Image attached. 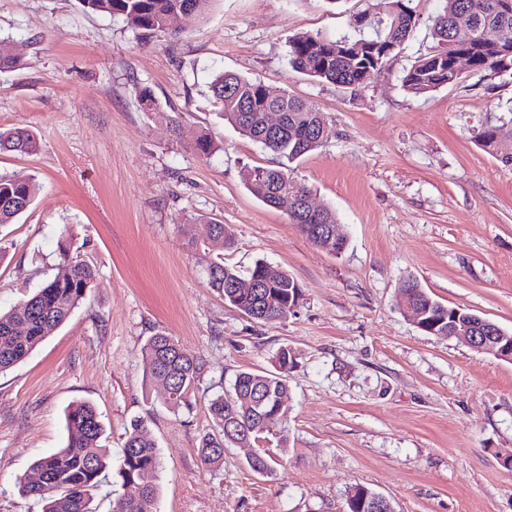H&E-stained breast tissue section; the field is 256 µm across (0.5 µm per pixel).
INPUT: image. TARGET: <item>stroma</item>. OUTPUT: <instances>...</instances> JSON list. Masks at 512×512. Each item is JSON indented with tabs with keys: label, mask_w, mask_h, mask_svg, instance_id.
Segmentation results:
<instances>
[{
	"label": "stroma",
	"mask_w": 512,
	"mask_h": 512,
	"mask_svg": "<svg viewBox=\"0 0 512 512\" xmlns=\"http://www.w3.org/2000/svg\"><path fill=\"white\" fill-rule=\"evenodd\" d=\"M376 2L214 0L203 20L149 37L79 0H0V39L23 60L0 73V129L29 128L40 143L32 155L0 153V174L39 186L31 209L0 227V309L63 273V226L72 254L98 272L85 303L0 373V512H41L18 482L65 446L75 401L95 406L116 456L131 420L144 419L161 459L154 512H345L355 484L396 512H512V361L425 334L398 306L410 277L512 331V169L476 144L512 102V78L467 72L407 93L402 71L433 46L443 0H414L412 37L365 87L291 69L292 36L349 33L350 15ZM223 70L326 113V145L289 173L335 211L341 253L247 190L248 169L283 159L213 106L209 84ZM146 89L160 111H142ZM202 136L217 147L207 157ZM210 219L234 232L227 264L263 260L299 282L287 318L255 321L209 287ZM160 331L204 362L177 412L141 355ZM283 346L295 362L287 443L267 446L274 474L252 471L238 446L222 467L203 465L211 396L237 372L276 371Z\"/></svg>",
	"instance_id": "1"
}]
</instances>
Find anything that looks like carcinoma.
Returning <instances> with one entry per match:
<instances>
[{"mask_svg":"<svg viewBox=\"0 0 512 512\" xmlns=\"http://www.w3.org/2000/svg\"><path fill=\"white\" fill-rule=\"evenodd\" d=\"M512 0H444L445 6L433 19L431 35L434 50L414 60L404 70L403 86L415 95H423L441 87L459 83L462 75L452 67L453 55L463 50L469 55L470 70L476 74L512 75ZM214 0H80L84 10L120 16L133 30L144 34L164 33L170 16L180 10L201 17ZM413 0H378L375 13L361 12L352 16L351 27L359 38L328 37L320 33L295 35L288 44L291 68L315 80L357 89L371 79L370 69L383 66L402 50L416 28L418 16ZM467 14L472 20V36L463 48L455 42L456 19ZM366 41L379 46L376 52L350 53L352 47ZM23 65L13 54L9 42L0 40V73ZM214 103L224 120L243 135L292 163L323 147L319 137L327 116L306 100L284 91L269 97L261 81L236 73L221 71L210 83ZM270 111L282 114L283 125L278 135L267 134L266 116ZM511 117L497 118L479 133L478 145L504 167L512 168ZM37 136L28 128L0 130V152L31 153L37 148ZM248 191L271 207L281 194L309 193L283 167L256 166L244 176ZM36 184L0 176V226L15 223L33 204ZM290 222L307 234L309 224L338 223L335 212L324 209L314 216L305 213L289 215ZM70 230L61 232L59 250L67 261L66 273L50 278L30 296L17 301L9 310L0 311V372L25 360L55 329L61 326L87 298L97 271L84 259L69 254ZM216 259L206 275L208 285L244 314L272 322L288 316V304L302 299V289L286 270L272 271L273 265L257 260L242 272L224 263V250L234 244V234L225 224H215L209 238ZM257 279L265 283L259 294L238 292L232 284L239 280ZM401 287L414 307L428 312V328L432 335L442 336L448 327V306L433 299L422 285L407 279ZM143 360L152 382H167L172 393L165 399L174 412L191 405L204 370L203 361L188 354L172 336L158 332L150 336L142 348ZM277 371L256 373L241 371L229 385L216 392L208 410L216 430L205 433L199 444L202 462L209 466L224 464V449L233 438L251 434L250 443L258 448L273 440L287 442L283 430L271 434L250 432L255 415L273 410L277 395L288 393V373L293 368L294 354L284 346L276 354ZM67 444L56 452L35 460L32 471L54 482V492L44 494L37 484L24 482L23 492L42 504V512H91L89 505L102 477L112 470V456L101 445L103 425L95 407L77 401L66 414ZM276 460L264 452L249 467L271 475ZM161 461L156 443L141 419L130 423L122 446L117 475L122 485L138 487V495L117 497L113 512H154L158 496V473Z\"/></svg>","mask_w":512,"mask_h":512,"instance_id":"carcinoma-1","label":"carcinoma"}]
</instances>
